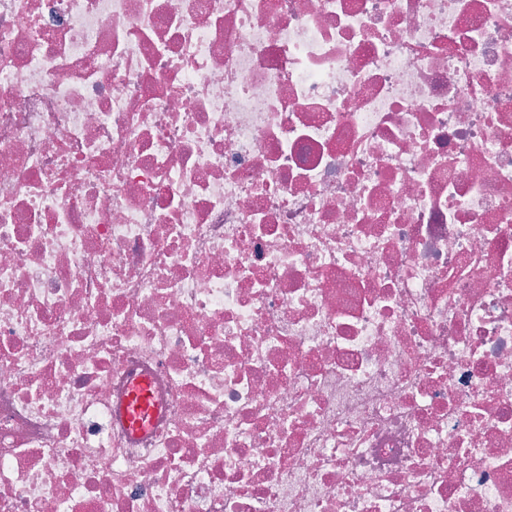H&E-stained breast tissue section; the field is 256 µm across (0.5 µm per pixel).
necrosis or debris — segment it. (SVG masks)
Returning a JSON list of instances; mask_svg holds the SVG:
<instances>
[{
    "label": "necrosis or debris",
    "mask_w": 512,
    "mask_h": 512,
    "mask_svg": "<svg viewBox=\"0 0 512 512\" xmlns=\"http://www.w3.org/2000/svg\"><path fill=\"white\" fill-rule=\"evenodd\" d=\"M0 512H512V0H0ZM153 407L149 387L143 380L134 382L128 405V419L133 429L147 424Z\"/></svg>",
    "instance_id": "1"
}]
</instances>
